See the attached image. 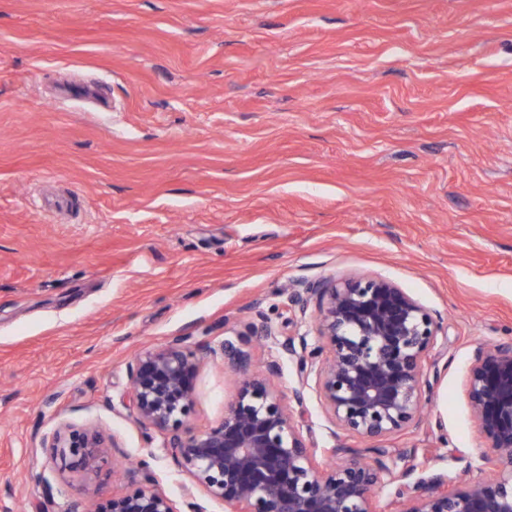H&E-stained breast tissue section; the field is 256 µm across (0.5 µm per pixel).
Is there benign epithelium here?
Returning <instances> with one entry per match:
<instances>
[{
    "mask_svg": "<svg viewBox=\"0 0 512 512\" xmlns=\"http://www.w3.org/2000/svg\"><path fill=\"white\" fill-rule=\"evenodd\" d=\"M288 313L300 323L313 320L317 341L308 343L305 333L284 337L266 324L250 327L276 348L261 373L248 372L252 352L242 338L199 347L175 336L130 363L131 413L165 436L163 448L190 478L182 508L150 478L148 486L113 497L105 511L79 490L66 512H207L198 488L224 502L225 512H376L377 495L392 484L401 512H512L511 341L477 350L468 369V400L487 448L479 469L492 474L464 484L461 476L474 468L466 454L446 469L413 462L398 475L383 448L371 449L370 460L354 448H317L303 434V415L290 408L303 407L312 376L325 413L349 436L381 442L420 428L430 390L425 365L441 332L425 306L392 280L367 275L297 281ZM218 358L241 374L237 395L220 422L193 431L186 425L193 379L204 361ZM285 358L298 378L286 401L267 382ZM115 447L93 426H56L40 440L42 482L70 472L96 478ZM319 454L335 462L321 469Z\"/></svg>",
    "mask_w": 512,
    "mask_h": 512,
    "instance_id": "benign-epithelium-1",
    "label": "benign epithelium"
}]
</instances>
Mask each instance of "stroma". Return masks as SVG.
Masks as SVG:
<instances>
[{
	"label": "stroma",
	"mask_w": 512,
	"mask_h": 512,
	"mask_svg": "<svg viewBox=\"0 0 512 512\" xmlns=\"http://www.w3.org/2000/svg\"><path fill=\"white\" fill-rule=\"evenodd\" d=\"M381 275L442 326L417 430L479 455L467 368L512 339V0H0V512H62L43 433L113 435L182 478L123 407L136 354L282 334L298 280ZM238 376L196 375L192 429ZM303 433H334L308 388Z\"/></svg>",
	"instance_id": "obj_1"
}]
</instances>
